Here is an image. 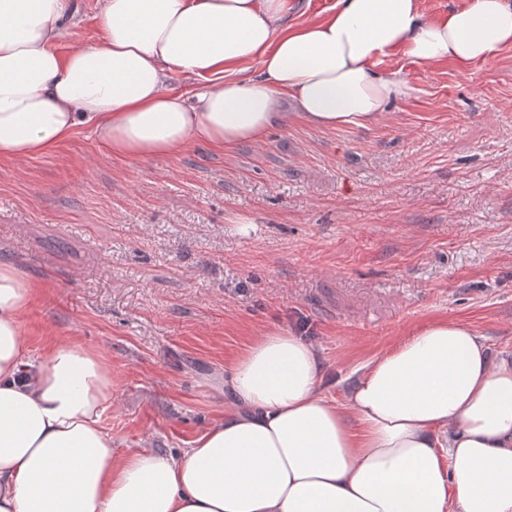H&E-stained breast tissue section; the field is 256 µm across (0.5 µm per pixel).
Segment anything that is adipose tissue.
Here are the masks:
<instances>
[{
    "label": "adipose tissue",
    "mask_w": 512,
    "mask_h": 512,
    "mask_svg": "<svg viewBox=\"0 0 512 512\" xmlns=\"http://www.w3.org/2000/svg\"><path fill=\"white\" fill-rule=\"evenodd\" d=\"M289 9L100 0L98 38L64 54L76 0H0V158L49 154L81 129L137 160L257 142L287 123L283 95L314 126L364 127L411 92L381 58L468 65L512 48V0L440 18L422 0H338L299 27ZM174 72L203 84L172 91ZM33 292L0 263V512H512V357L472 327L414 333L363 366L340 404L312 346L268 331L225 363L224 414L191 448L120 457L99 354L55 340L31 359Z\"/></svg>",
    "instance_id": "1"
}]
</instances>
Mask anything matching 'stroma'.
Segmentation results:
<instances>
[{"mask_svg":"<svg viewBox=\"0 0 512 512\" xmlns=\"http://www.w3.org/2000/svg\"><path fill=\"white\" fill-rule=\"evenodd\" d=\"M60 52L99 34L77 0ZM381 67L413 92L367 128L286 125L224 151L109 157L78 131L0 160V262L42 289L32 349L72 338L112 373L119 454L171 455L224 412V363L303 336L343 402L349 376L439 320L512 355V48L490 64Z\"/></svg>","mask_w":512,"mask_h":512,"instance_id":"35a3bbf8","label":"stroma"}]
</instances>
